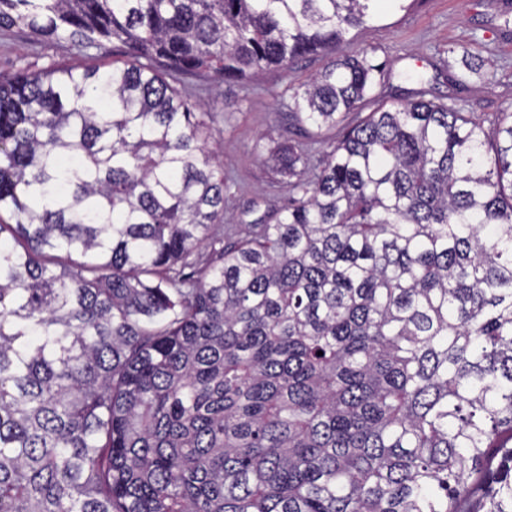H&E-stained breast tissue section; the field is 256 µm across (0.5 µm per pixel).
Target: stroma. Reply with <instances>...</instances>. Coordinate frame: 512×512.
I'll list each match as a JSON object with an SVG mask.
<instances>
[{"label":"stroma","mask_w":512,"mask_h":512,"mask_svg":"<svg viewBox=\"0 0 512 512\" xmlns=\"http://www.w3.org/2000/svg\"><path fill=\"white\" fill-rule=\"evenodd\" d=\"M512 0H414L409 9L353 30L345 52L373 51L384 65L379 88L389 103L413 98L418 83L435 97L466 100L476 117L512 106ZM488 58L492 80L457 82L463 69L460 47ZM120 48L85 53L65 41H34L18 29H0V71L38 72L60 63L89 66L122 60ZM325 54L307 55L288 70L275 67L244 80L209 73L181 77L183 96L203 100L223 113L217 157L224 169V221L243 230L259 221H273L288 201V184L264 162L270 148L288 141H307V129L289 117L293 88L322 69Z\"/></svg>","instance_id":"1"}]
</instances>
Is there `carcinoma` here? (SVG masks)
<instances>
[{
    "label": "carcinoma",
    "mask_w": 512,
    "mask_h": 512,
    "mask_svg": "<svg viewBox=\"0 0 512 512\" xmlns=\"http://www.w3.org/2000/svg\"><path fill=\"white\" fill-rule=\"evenodd\" d=\"M378 7L0 0L128 57L0 75V512H512V112L378 103L339 53ZM318 51L321 167L278 145L288 205L224 235L217 113L173 82Z\"/></svg>",
    "instance_id": "obj_1"
}]
</instances>
